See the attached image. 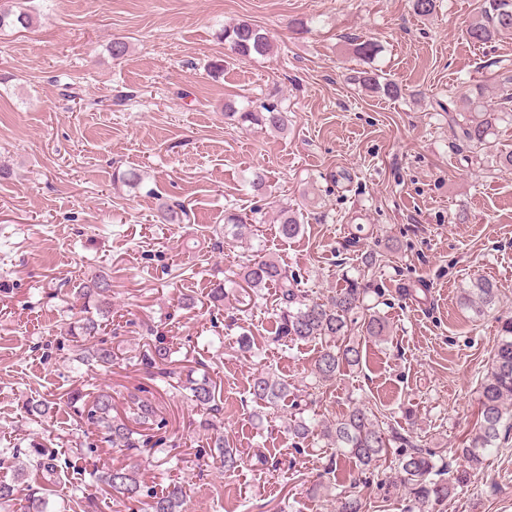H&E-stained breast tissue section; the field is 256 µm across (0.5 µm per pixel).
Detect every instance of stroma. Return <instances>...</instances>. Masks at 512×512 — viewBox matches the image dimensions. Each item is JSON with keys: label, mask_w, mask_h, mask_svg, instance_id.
Wrapping results in <instances>:
<instances>
[{"label": "stroma", "mask_w": 512, "mask_h": 512, "mask_svg": "<svg viewBox=\"0 0 512 512\" xmlns=\"http://www.w3.org/2000/svg\"><path fill=\"white\" fill-rule=\"evenodd\" d=\"M482 2L438 0L421 18L410 0H32L38 23L0 32V164L11 172L0 178V449L28 462L38 436L83 471L77 488L27 470L19 497L40 487L45 512H83L87 493L97 512H126L91 477L125 452L73 408L43 417L27 409L106 385L122 409L143 386L155 392L167 442L141 453L143 477L184 481V512H330L308 492L329 449L295 451L278 415L257 419L250 399L252 378L266 369L311 386L320 348L276 340L274 289L236 301L238 273L257 248L301 273L314 297L361 277L369 252L383 256L373 279L388 291L380 312L391 333L384 342L360 337V366L316 390V413L337 417L364 400L421 447L466 439L500 320L512 317V174L491 158L463 162L447 113L432 103L482 77L485 50L466 38ZM294 18L309 30L291 28ZM242 20L267 33L272 55L227 49L220 30ZM354 35L379 42L370 66L401 85L402 98L355 81L367 65L349 48ZM115 38L129 44L120 59L109 51ZM229 100L250 110L278 101L287 132L225 119ZM130 167L143 171L141 187L114 181ZM256 167L268 176L262 198L248 183ZM342 170L348 180L335 181ZM163 201L182 205L185 222L155 223ZM286 204L304 215L290 240L274 222ZM258 205L265 221L250 243L225 240V208ZM97 274L112 283L122 325L85 340L113 350L106 371L83 364L60 333L82 306L78 288ZM479 276L498 288L480 315L460 303ZM218 282L233 296L223 310L208 297ZM419 287L425 295L406 296ZM155 333L179 366L216 383L224 434L243 458L236 472L198 460L199 413L140 364ZM277 459L280 470L269 471ZM442 512H512V429Z\"/></svg>", "instance_id": "35a3bbf8"}]
</instances>
